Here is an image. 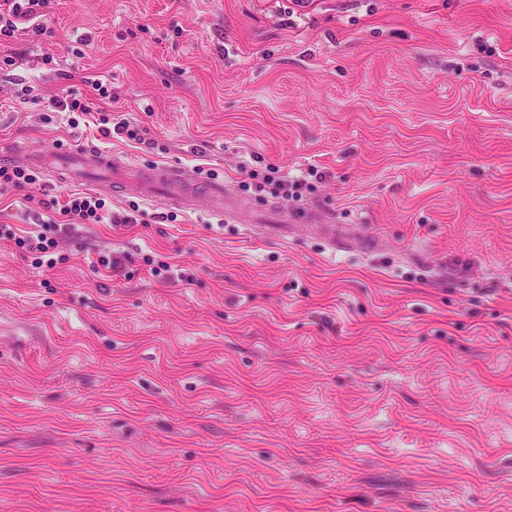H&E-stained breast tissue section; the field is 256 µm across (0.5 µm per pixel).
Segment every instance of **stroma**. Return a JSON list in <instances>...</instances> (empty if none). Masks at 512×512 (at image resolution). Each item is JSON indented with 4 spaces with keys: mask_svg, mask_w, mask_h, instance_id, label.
<instances>
[{
    "mask_svg": "<svg viewBox=\"0 0 512 512\" xmlns=\"http://www.w3.org/2000/svg\"><path fill=\"white\" fill-rule=\"evenodd\" d=\"M47 27L0 45V145L179 164L385 246L107 188L140 224L77 225L52 268L0 243V512H512V0H58ZM96 80L157 149L45 104ZM47 191L0 190V224ZM323 217L312 211H305L302 215L293 214L289 223L302 224H259L256 225L263 229L266 235L286 238L294 230L302 228L303 230L315 231L319 236L327 240L333 249H349L354 234L351 227L346 224H317L324 223Z\"/></svg>",
    "mask_w": 512,
    "mask_h": 512,
    "instance_id": "obj_1",
    "label": "stroma"
}]
</instances>
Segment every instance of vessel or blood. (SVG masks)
<instances>
[{"label": "vessel or blood", "instance_id": "obj_1", "mask_svg": "<svg viewBox=\"0 0 512 512\" xmlns=\"http://www.w3.org/2000/svg\"><path fill=\"white\" fill-rule=\"evenodd\" d=\"M28 164L51 172L62 185L91 182L106 185L116 194H136L149 197L158 194L169 204L186 210L205 208L209 215L223 217L233 207L226 187L220 183H205L188 178L170 165H142L94 146L79 149L59 147L50 152L26 155ZM317 232L332 247L349 249L354 234L345 224L322 223L319 214L305 211L293 215L291 223L267 224L263 231L270 236L288 237L295 228Z\"/></svg>", "mask_w": 512, "mask_h": 512}]
</instances>
